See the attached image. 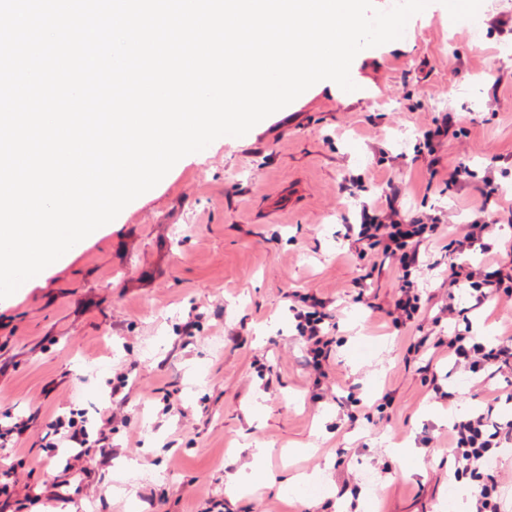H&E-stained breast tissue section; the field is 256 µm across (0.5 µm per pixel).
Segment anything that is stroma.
Segmentation results:
<instances>
[{"label": "stroma", "mask_w": 512, "mask_h": 512, "mask_svg": "<svg viewBox=\"0 0 512 512\" xmlns=\"http://www.w3.org/2000/svg\"><path fill=\"white\" fill-rule=\"evenodd\" d=\"M500 12L512 16V0H486L466 27L431 0L401 39L357 54L358 92L312 86L245 136L183 157L68 263L0 299V423H29L0 447V471L13 469L17 495L30 496L25 512H347L353 501L359 512H455L471 484L448 474L447 420L512 415V387L418 341L453 334L431 323L447 300L497 341L512 334V300L471 309L449 285L455 255L437 243L417 277L419 323L393 327L398 275L368 276L345 227L390 178L403 183L404 211L440 210L455 225L469 221L485 175L512 197V34L487 24ZM448 112L466 134L434 166L422 134ZM460 162L473 176L457 192L448 178ZM306 292L335 314L320 378L302 363L290 310ZM190 320L194 336L179 335ZM130 366L127 395H111L109 380ZM435 378L454 406L434 399ZM386 393L390 406L373 412ZM106 408L111 453L86 449L83 490L43 499L64 478L50 419L74 409L94 422ZM258 466L274 482L237 489ZM298 474L319 491L293 484Z\"/></svg>", "instance_id": "1"}]
</instances>
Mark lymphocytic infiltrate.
Wrapping results in <instances>:
<instances>
[{"instance_id": "f902f5d3", "label": "lymphocytic infiltrate", "mask_w": 512, "mask_h": 512, "mask_svg": "<svg viewBox=\"0 0 512 512\" xmlns=\"http://www.w3.org/2000/svg\"><path fill=\"white\" fill-rule=\"evenodd\" d=\"M385 207L363 205L360 221L348 225V237L358 245L360 255H372L377 269L392 267L399 274V291L390 313L393 326L414 322L421 310V298L413 280L420 267V247L441 237L447 227L443 213L415 216L402 211L397 201L402 188L387 180L381 188ZM512 223V202L494 199L492 191L481 192L472 208L469 222L458 225L449 246L463 255L480 244L493 224ZM451 285L467 290L475 307L512 298V267L497 260L472 265L453 264ZM301 308L295 309L296 330L305 344L306 363L322 372L328 358L326 325L332 319L327 302L317 295H303ZM434 349L448 355L456 368L491 380L512 375V336L485 343L471 332H455L438 338ZM59 448L104 447L103 430L91 433L85 416L57 417L50 423ZM512 445V418H494L492 411L475 412L453 419L448 433L455 477L466 478L473 487L472 512H503L501 480L492 463L502 448Z\"/></svg>"}]
</instances>
